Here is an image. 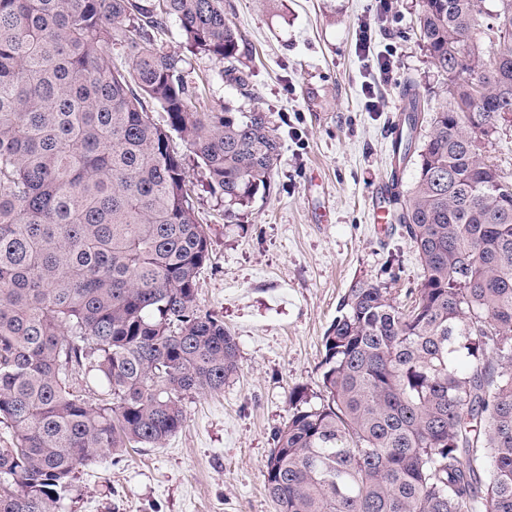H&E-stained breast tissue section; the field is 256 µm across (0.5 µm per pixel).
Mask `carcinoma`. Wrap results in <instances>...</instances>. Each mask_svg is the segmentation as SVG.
<instances>
[{"label":"carcinoma","instance_id":"carcinoma-1","mask_svg":"<svg viewBox=\"0 0 512 512\" xmlns=\"http://www.w3.org/2000/svg\"><path fill=\"white\" fill-rule=\"evenodd\" d=\"M486 2L423 0L451 102L422 133L406 90L394 147L418 166L398 220L423 278L406 309L349 288L321 391L292 393L274 432L276 512H512V185L478 153L512 113V0ZM171 20L188 52L237 70L224 0H0V512H60L79 467L163 447L186 397L237 372L235 338L197 301L210 237L169 140L229 208L282 144L262 109L195 93Z\"/></svg>","mask_w":512,"mask_h":512}]
</instances>
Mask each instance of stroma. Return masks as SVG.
<instances>
[{"label": "stroma", "instance_id": "obj_1", "mask_svg": "<svg viewBox=\"0 0 512 512\" xmlns=\"http://www.w3.org/2000/svg\"><path fill=\"white\" fill-rule=\"evenodd\" d=\"M376 5L224 0L242 33L244 91L221 63L188 56L190 78L210 100L235 112L261 107L282 142L269 188L229 216L201 169L186 164L212 251L199 302L234 336L239 370L224 389L185 400V423L165 447L104 454L80 468L61 512H275L263 482L273 434L291 413V391L317 390L322 338L344 294L368 280L403 304L420 284L412 242L398 224L374 223L371 199L391 171L388 132L404 88L421 96L427 119L449 97L420 41L422 0H392L384 22ZM362 24L375 51H393L392 79L358 53ZM368 82L376 112L364 107ZM479 152L512 183V114Z\"/></svg>", "mask_w": 512, "mask_h": 512}]
</instances>
